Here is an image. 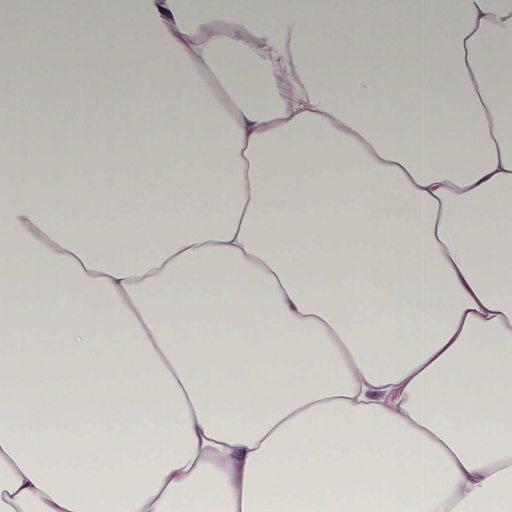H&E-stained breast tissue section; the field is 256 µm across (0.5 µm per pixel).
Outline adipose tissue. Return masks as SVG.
<instances>
[{
    "mask_svg": "<svg viewBox=\"0 0 512 512\" xmlns=\"http://www.w3.org/2000/svg\"><path fill=\"white\" fill-rule=\"evenodd\" d=\"M0 52V512H512V0H0Z\"/></svg>",
    "mask_w": 512,
    "mask_h": 512,
    "instance_id": "obj_1",
    "label": "adipose tissue"
}]
</instances>
